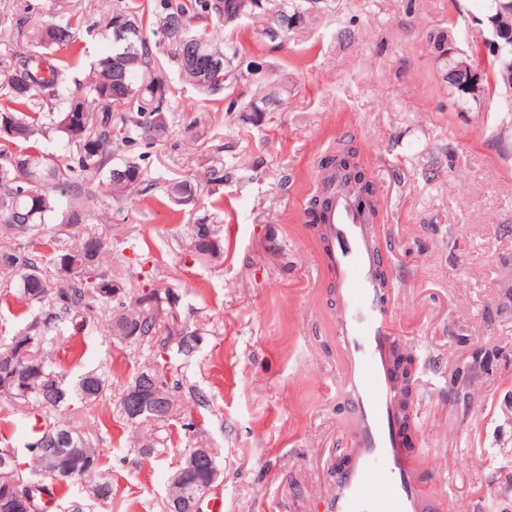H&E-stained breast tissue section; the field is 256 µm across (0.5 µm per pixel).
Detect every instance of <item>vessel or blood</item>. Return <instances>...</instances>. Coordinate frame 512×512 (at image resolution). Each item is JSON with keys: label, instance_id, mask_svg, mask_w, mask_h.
I'll list each match as a JSON object with an SVG mask.
<instances>
[{"label": "vessel or blood", "instance_id": "1", "mask_svg": "<svg viewBox=\"0 0 512 512\" xmlns=\"http://www.w3.org/2000/svg\"><path fill=\"white\" fill-rule=\"evenodd\" d=\"M315 277L336 298V333L345 350L338 389L353 418L351 453L332 486L328 512H438L439 494L421 480L398 416L392 357V306L377 271L368 216L355 196L339 192L318 227Z\"/></svg>", "mask_w": 512, "mask_h": 512}]
</instances>
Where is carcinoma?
<instances>
[{
    "label": "carcinoma",
    "instance_id": "carcinoma-1",
    "mask_svg": "<svg viewBox=\"0 0 512 512\" xmlns=\"http://www.w3.org/2000/svg\"><path fill=\"white\" fill-rule=\"evenodd\" d=\"M117 2L104 24L111 31L110 48L92 62L91 78L69 92L65 111L46 113L44 107L68 84V64L57 52L91 33L76 15L40 28L33 47L15 52L8 60L10 74L0 82V126H15L12 135L0 132V224L22 239L11 249L0 248V270L12 276L0 294L38 306V314L27 325L29 329L37 327V340L20 363L24 382L0 385V399L13 407L31 404L41 410L39 432L26 446L38 467L22 470L15 450L1 447L0 495L20 489L31 500V512H42L45 474L50 467L71 471V477L64 478L66 482L97 468L95 447L69 425L66 407L74 400L94 405L107 387L105 376L96 371L66 383L61 365L48 359L45 347L67 334H81L93 316H104L108 335L123 336L127 344L153 349L151 363L133 377L128 388L144 378L154 379L158 383L154 400L158 408L150 409L142 419L164 424L178 417L177 394L183 388V379L169 364V343L176 342L177 351L186 359L195 355L198 345L197 334L180 324L177 299L170 289L154 288L132 299L123 281L99 269L104 245L98 237L88 234L72 244L63 238V231L51 234L45 229L58 213L67 226L91 223L95 217L91 203L101 183L116 197L135 189L142 181L140 165L133 160L112 163V148L119 145L137 150L142 160L169 132L168 90L154 73V51L143 25L150 6L143 0ZM234 3L236 0H160L155 9V32L161 33L170 47L180 72L204 94L231 89L237 77L226 67L218 74L204 72L209 62H224V51L214 37L197 30L193 21L207 15L221 20ZM315 8L317 0H283L268 31L286 33L295 18H303ZM489 16L499 32L512 41L509 0H491ZM121 20L131 23L124 38L116 33V22ZM468 56L483 74L484 94L505 90V75L494 55L486 56L474 46ZM443 80L450 94L469 101L462 92L463 76L450 69ZM51 133L65 149L55 158L41 146V138ZM346 161L360 168L357 196L373 208V219H378V190L363 168L357 147L346 144L328 156L320 168L330 164L338 171ZM198 189L187 180L175 181L167 186L166 194L184 203ZM190 238L188 255L192 260L219 255L213 225H193ZM395 358L400 412L408 419L415 400V360L399 347ZM53 436L62 442L48 456L44 442ZM206 495L204 474L185 470L180 479L172 481L167 505L179 501L185 512H200Z\"/></svg>",
    "mask_w": 512,
    "mask_h": 512
}]
</instances>
